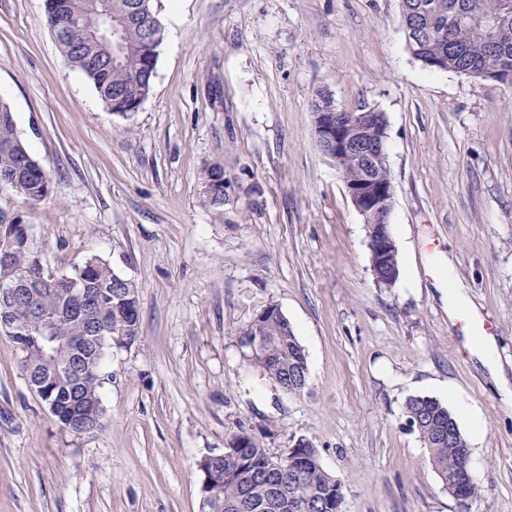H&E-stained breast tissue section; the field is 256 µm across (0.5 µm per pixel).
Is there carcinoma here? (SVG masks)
Wrapping results in <instances>:
<instances>
[{
    "instance_id": "1",
    "label": "carcinoma",
    "mask_w": 512,
    "mask_h": 512,
    "mask_svg": "<svg viewBox=\"0 0 512 512\" xmlns=\"http://www.w3.org/2000/svg\"><path fill=\"white\" fill-rule=\"evenodd\" d=\"M105 4L112 20L125 24L126 48L112 68L99 70L90 63L92 49L84 33L75 29L59 40L67 64L83 73L93 84L112 114L123 118L136 112L152 90L158 50L164 31L152 0H46V11L73 15L85 24L97 22V7ZM402 24L413 58L431 71L453 72L463 76L512 84V0H401ZM498 17L496 43L488 40L475 17ZM338 174L350 185L391 183L393 178L387 153L375 154L370 162L353 160ZM0 182L12 187L30 204L46 201L51 192L50 177L18 138L13 115L6 103H0ZM204 205L224 207V169L206 168L201 176ZM0 247L10 250V263L0 267V317L16 319L22 330L13 337L23 357L21 370L39 384L53 378L74 356L68 339L83 336L100 323L112 329L101 346L88 359L87 373L76 390L64 385H49L43 396L61 427L73 436L78 432L70 419V407L97 406L91 419L95 428L104 426L105 411L101 396L108 378L106 357L116 339L127 336L132 344L140 339L139 289L137 284L112 271L109 263L94 255L69 274H57L39 265V249L19 238L13 224H0ZM91 290L95 299L80 316L57 322L47 343L37 329L38 318L77 305L82 290ZM270 314L255 326L248 322L240 331V346L255 334L265 345L247 356L273 384L288 382V393L301 392L308 382V362L288 319L268 304ZM406 419L428 449L429 461L443 485L462 468V451L469 447L466 436L448 408L430 396H412L405 403ZM241 447L224 449L238 453L244 467L236 470L226 459H203L202 468L218 474L201 491L202 512H246L244 505L262 504L275 495V486L264 477L273 453L255 444L243 432L235 437ZM288 470L282 483L285 489L297 484L299 512H342L343 487L339 479L326 472L315 447L284 451ZM450 495L461 505L478 496V487L466 477L455 482Z\"/></svg>"
}]
</instances>
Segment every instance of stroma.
Returning <instances> with one entry per match:
<instances>
[{"mask_svg":"<svg viewBox=\"0 0 512 512\" xmlns=\"http://www.w3.org/2000/svg\"><path fill=\"white\" fill-rule=\"evenodd\" d=\"M156 77L130 119L65 62L44 0H0V100L51 178L0 185L48 264L91 255L139 287L140 339L107 358L106 426L65 432L0 334V512H200L199 461L240 433L306 437L343 512H460L404 405H448L479 488L512 512V84L432 72L400 0H154ZM387 119L401 273L378 286L367 230L314 135L316 89ZM224 168V206L199 196ZM277 304L309 381L277 393L240 328ZM493 332L459 324L464 312Z\"/></svg>","mask_w":512,"mask_h":512,"instance_id":"obj_1","label":"stroma"}]
</instances>
